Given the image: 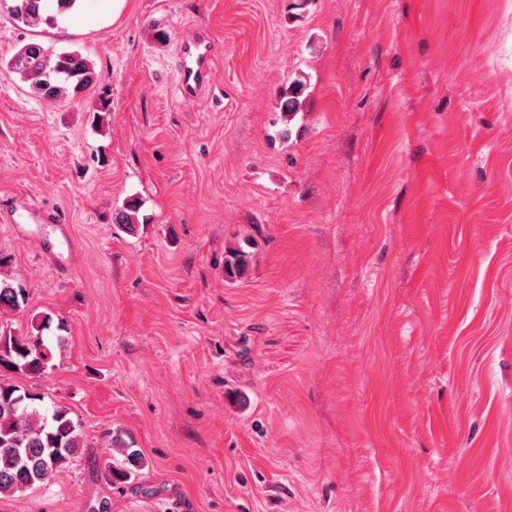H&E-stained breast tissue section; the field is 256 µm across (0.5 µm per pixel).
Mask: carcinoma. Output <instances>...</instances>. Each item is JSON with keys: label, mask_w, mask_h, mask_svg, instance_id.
Listing matches in <instances>:
<instances>
[{"label": "carcinoma", "mask_w": 512, "mask_h": 512, "mask_svg": "<svg viewBox=\"0 0 512 512\" xmlns=\"http://www.w3.org/2000/svg\"><path fill=\"white\" fill-rule=\"evenodd\" d=\"M79 0H56L55 13H47L42 0H15L11 13L15 20L27 25L55 24L58 18L74 9ZM12 72L29 83L32 93L47 102L75 99L93 88L99 74L87 59L68 52L48 54L40 45L24 44L6 62ZM305 82L294 79L280 97L281 112L292 119L302 111ZM115 222L126 232L138 223V204L128 201L115 215ZM251 253L242 247H231L224 255V274L229 279L244 275ZM26 301L25 291L18 285L0 280V315L17 311ZM52 319L45 316L30 322L24 334L0 332V367L23 375H40L48 367L53 351L64 349V336H45ZM44 398L20 387L0 382V495L24 493L43 486L54 474L64 470L76 449L83 446L82 435L69 411L58 405L40 408ZM120 462H109V481L126 483L145 467L139 450L125 442L118 443Z\"/></svg>", "instance_id": "cac0c4a2"}]
</instances>
